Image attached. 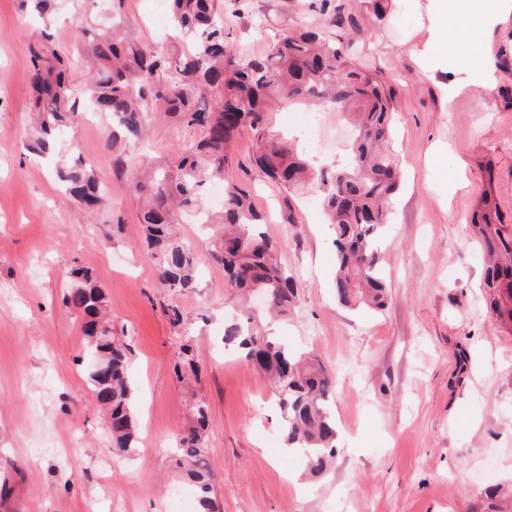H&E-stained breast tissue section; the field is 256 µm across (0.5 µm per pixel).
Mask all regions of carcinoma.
<instances>
[{
  "mask_svg": "<svg viewBox=\"0 0 512 512\" xmlns=\"http://www.w3.org/2000/svg\"><path fill=\"white\" fill-rule=\"evenodd\" d=\"M216 2L169 0L174 45L167 51L139 40L116 9L95 32L78 24L76 37L88 72L82 99L67 83L71 58L41 35L29 46L31 111L37 114L31 148L50 151L53 135L73 126L88 107L117 118L118 125L107 134L113 171L126 177L143 200V244L172 297L197 288L196 254L174 226L184 218H199L208 227L222 225L211 255L224 267L225 284L241 299L266 298V307L224 321V347L237 350L266 375L283 412L284 446L302 453L310 474L318 477L336 455V423L329 407L335 378L316 359L296 354L266 333L261 315H287L294 309L296 278L281 264L277 244L260 230L265 217L253 207L249 192L230 177V150L239 129L250 127L258 145L256 170L281 183L291 198L310 192L321 198L334 226L338 303L381 309L388 284L376 233L390 223L400 187L399 163L390 149L394 92L380 74L358 66L353 40L324 41L312 25L280 32L260 57L234 54L226 49ZM334 23L351 35L365 31L359 16L340 6ZM287 103L347 109L356 133L343 166L314 171L306 156L274 129L271 115ZM153 112L175 116L196 129L198 139L138 173L128 168L125 151L144 137ZM59 178L69 198L89 213L105 207V190L81 161L62 166ZM213 181L224 184V207L217 214L203 202ZM470 223L488 259L486 311L512 325V232L503 224L492 186L483 190ZM73 276L62 304L81 316L84 347L97 354L99 372L88 373V381L109 414L112 447L129 453L137 440L130 346L125 331L106 319V297L97 280L83 269ZM175 373L181 382L197 375L192 346H183ZM208 419L207 404L194 402L175 467L194 486L200 512H221L205 459ZM481 507V512H512V490L486 487Z\"/></svg>",
  "mask_w": 512,
  "mask_h": 512,
  "instance_id": "1",
  "label": "carcinoma"
}]
</instances>
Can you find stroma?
Wrapping results in <instances>:
<instances>
[{"mask_svg": "<svg viewBox=\"0 0 512 512\" xmlns=\"http://www.w3.org/2000/svg\"><path fill=\"white\" fill-rule=\"evenodd\" d=\"M326 0H218L230 51L263 54L286 28L317 24L334 40L341 29ZM427 0H396L384 21L355 38L356 60L378 70L395 92V151L402 186L392 222L380 233L388 276L384 310L336 302L333 228L318 196L288 202L287 190L260 178L257 146L241 128L231 174L266 213L298 282L293 312L275 336L314 354L335 378L331 402L338 444L319 477L284 451L281 412L265 377L223 344L227 289L197 225L176 232L198 257V288L180 297L184 327L172 326L156 267L141 249L139 205L115 176L106 147L109 117L87 114L60 133L50 156L28 150L27 45L35 28L17 0H0V483L11 494L0 512H198L177 499L193 493L173 463L193 400L209 406L206 455L224 512H472L484 487L512 482V326L485 312L483 257L465 227L485 187H493L512 228V107L494 91L463 90L465 69L429 77L413 51L427 36ZM111 0H56L47 29L56 47L75 52L82 14L105 21ZM140 38L164 47L168 16L148 0H126ZM285 105L276 128L316 141L314 160L333 167L351 140L346 113ZM196 136L170 118L130 146L135 168L173 154ZM82 159L106 191V214L90 222L68 202L56 176ZM296 223H288V215ZM121 231L110 232L111 217ZM77 268L99 279L107 312L131 347L137 448L113 453L107 421L87 379L81 321L62 302ZM198 354L196 383L174 366L182 344Z\"/></svg>", "mask_w": 512, "mask_h": 512, "instance_id": "obj_1", "label": "stroma"}]
</instances>
